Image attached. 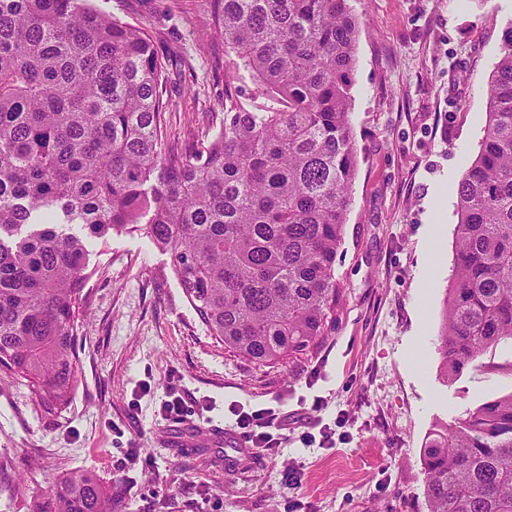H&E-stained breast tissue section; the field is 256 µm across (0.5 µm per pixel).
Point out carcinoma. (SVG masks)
Masks as SVG:
<instances>
[{
    "mask_svg": "<svg viewBox=\"0 0 512 512\" xmlns=\"http://www.w3.org/2000/svg\"><path fill=\"white\" fill-rule=\"evenodd\" d=\"M205 2L223 117L179 146L163 122L169 59L146 29L91 0H0V364L49 407L78 382L92 238L146 235L209 335L253 363L305 354L336 326L360 22L348 0ZM457 214L447 384L512 341V24ZM421 457L427 512H512V391L435 424ZM28 512L121 510L77 469Z\"/></svg>",
    "mask_w": 512,
    "mask_h": 512,
    "instance_id": "obj_1",
    "label": "carcinoma"
}]
</instances>
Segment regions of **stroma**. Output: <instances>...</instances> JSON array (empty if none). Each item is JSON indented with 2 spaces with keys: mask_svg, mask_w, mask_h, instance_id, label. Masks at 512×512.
Wrapping results in <instances>:
<instances>
[{
  "mask_svg": "<svg viewBox=\"0 0 512 512\" xmlns=\"http://www.w3.org/2000/svg\"><path fill=\"white\" fill-rule=\"evenodd\" d=\"M95 3L168 50L170 136L192 137L219 118L224 80L207 50L204 0ZM349 5L360 20L351 113L358 168L336 258L347 300L335 331L317 350L253 364L208 334L169 254L149 238L92 242L68 404H39L26 379L0 366V512H27L33 493L82 468L111 482L123 512H202L198 488L223 500L224 512H427L420 446L432 425L512 390L511 342L446 385L435 340L458 221L435 196L479 151L512 0ZM169 385L200 426L234 429L237 402L312 406L335 443L306 446L289 432L274 453L234 472L203 448L170 451L171 426L159 418ZM132 442L153 465L117 472ZM290 469L303 472L300 488L287 487Z\"/></svg>",
  "mask_w": 512,
  "mask_h": 512,
  "instance_id": "obj_1",
  "label": "stroma"
}]
</instances>
